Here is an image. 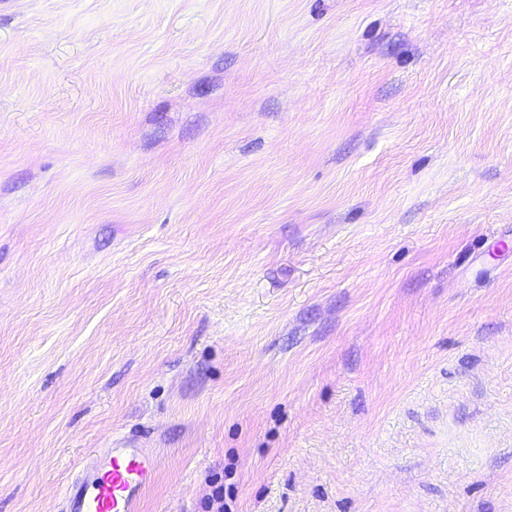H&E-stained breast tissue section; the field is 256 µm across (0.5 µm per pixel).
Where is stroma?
Masks as SVG:
<instances>
[{
	"instance_id": "obj_1",
	"label": "stroma",
	"mask_w": 512,
	"mask_h": 512,
	"mask_svg": "<svg viewBox=\"0 0 512 512\" xmlns=\"http://www.w3.org/2000/svg\"><path fill=\"white\" fill-rule=\"evenodd\" d=\"M132 435L139 512H512V0H0V512Z\"/></svg>"
}]
</instances>
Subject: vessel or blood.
I'll return each mask as SVG.
<instances>
[{
	"label": "vessel or blood",
	"mask_w": 512,
	"mask_h": 512,
	"mask_svg": "<svg viewBox=\"0 0 512 512\" xmlns=\"http://www.w3.org/2000/svg\"><path fill=\"white\" fill-rule=\"evenodd\" d=\"M157 461L147 449L118 444L82 463L64 491L65 512H138Z\"/></svg>",
	"instance_id": "obj_1"
}]
</instances>
